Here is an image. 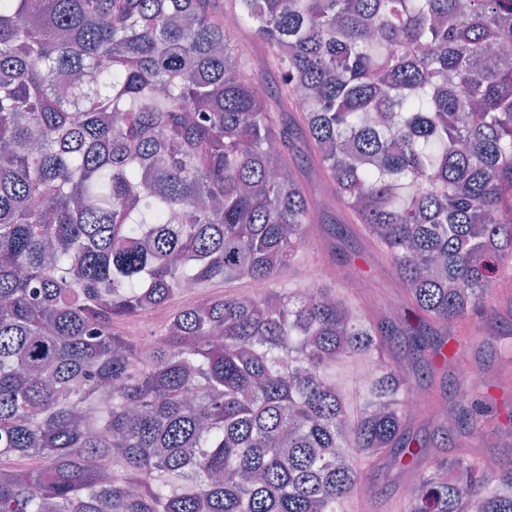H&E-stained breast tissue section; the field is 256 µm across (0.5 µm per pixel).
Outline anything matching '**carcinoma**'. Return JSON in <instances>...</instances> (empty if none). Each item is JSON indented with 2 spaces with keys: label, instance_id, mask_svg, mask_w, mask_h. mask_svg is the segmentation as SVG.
<instances>
[{
  "label": "carcinoma",
  "instance_id": "1",
  "mask_svg": "<svg viewBox=\"0 0 512 512\" xmlns=\"http://www.w3.org/2000/svg\"><path fill=\"white\" fill-rule=\"evenodd\" d=\"M509 59L512 0H0V457L44 460L0 470V512H340L352 455L422 463L413 374L512 271ZM333 207L397 314L277 284ZM216 279L265 288L152 351L114 328ZM361 356L352 420L328 370ZM413 486L405 512H512V460Z\"/></svg>",
  "mask_w": 512,
  "mask_h": 512
}]
</instances>
